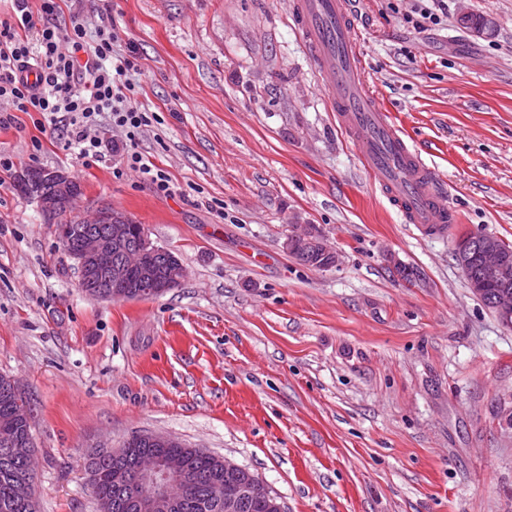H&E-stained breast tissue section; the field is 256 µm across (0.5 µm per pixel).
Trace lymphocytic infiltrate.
Returning a JSON list of instances; mask_svg holds the SVG:
<instances>
[{
    "instance_id": "lymphocytic-infiltrate-1",
    "label": "lymphocytic infiltrate",
    "mask_w": 512,
    "mask_h": 512,
    "mask_svg": "<svg viewBox=\"0 0 512 512\" xmlns=\"http://www.w3.org/2000/svg\"><path fill=\"white\" fill-rule=\"evenodd\" d=\"M61 0H14V13L0 18V99L12 111L37 113L38 126H66V147L85 161L120 157L139 171L156 194L173 193L169 176L138 150V141L153 116L137 100L132 72L135 52L115 54V22L87 31L79 21L54 20ZM109 113L124 137L114 140L95 132L96 118Z\"/></svg>"
}]
</instances>
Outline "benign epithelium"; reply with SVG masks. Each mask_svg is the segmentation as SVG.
Listing matches in <instances>:
<instances>
[{
    "mask_svg": "<svg viewBox=\"0 0 512 512\" xmlns=\"http://www.w3.org/2000/svg\"><path fill=\"white\" fill-rule=\"evenodd\" d=\"M47 173L57 177L58 194L65 198L67 219L57 225L58 236L64 241L72 237L78 241L71 258L79 273L80 288H98L99 296L105 299H132L135 297L133 283L137 279L153 283L151 294L154 297L164 295L181 285L186 278V268L175 255H168L167 268L160 274L144 260V254L151 247L149 242H144V249L137 253L126 250L130 224L128 215L102 208L86 218L84 224L70 223L79 194L70 191L65 173L50 169ZM92 224L107 225L106 236L102 237L92 230ZM309 232V225L296 224L288 239H307L318 252L337 256L325 238L312 240ZM478 258L479 272L471 280L470 289L479 299L483 298L486 288L490 286L500 289L494 307L498 317L508 324L512 322V257L506 255L494 239L487 237L481 242ZM141 440L148 445L165 448L187 447L181 440L164 433L146 434ZM139 474L146 480L149 489L137 487L132 491L134 507L138 512H157L172 503L173 487L187 486L192 482V475L184 458L180 456L160 461L146 458L141 462ZM244 494L267 501L271 512H284L271 488L258 477L252 478L245 486Z\"/></svg>",
    "mask_w": 512,
    "mask_h": 512,
    "instance_id": "1",
    "label": "benign epithelium"
}]
</instances>
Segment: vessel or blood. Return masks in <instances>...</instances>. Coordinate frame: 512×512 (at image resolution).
<instances>
[{
  "mask_svg": "<svg viewBox=\"0 0 512 512\" xmlns=\"http://www.w3.org/2000/svg\"><path fill=\"white\" fill-rule=\"evenodd\" d=\"M293 15L331 109L373 184L405 223L424 231L455 223L437 174L401 137L368 87L349 0H295Z\"/></svg>",
  "mask_w": 512,
  "mask_h": 512,
  "instance_id": "obj_1",
  "label": "vessel or blood"
}]
</instances>
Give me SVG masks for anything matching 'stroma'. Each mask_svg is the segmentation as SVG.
<instances>
[{
	"mask_svg": "<svg viewBox=\"0 0 512 512\" xmlns=\"http://www.w3.org/2000/svg\"><path fill=\"white\" fill-rule=\"evenodd\" d=\"M354 0L366 78L446 183L444 235L404 223L336 125L293 0H70L133 43L139 150L175 186L83 164L64 128L0 101V374L31 407L39 512H98L89 449L163 432L254 472L285 512H512V328L471 293L465 233L512 243V0ZM493 36L461 27V8ZM65 172L78 212L109 206L172 251L184 283L149 299L81 291L57 224L15 187ZM313 224L340 256L283 246ZM414 268L403 281L395 264ZM309 225L307 224H296L293 226L291 233L288 235L284 242V248L288 251V240L307 239L315 250L324 255H332L335 258V263L338 262L339 257L337 253L327 244L325 237H321L319 240L309 239ZM312 247L307 246L303 240H300L294 245L293 251L290 254L300 264L311 267L313 269H324L332 267L330 257L323 256L313 250Z\"/></svg>",
	"mask_w": 512,
	"mask_h": 512,
	"instance_id": "obj_1",
	"label": "stroma"
}]
</instances>
